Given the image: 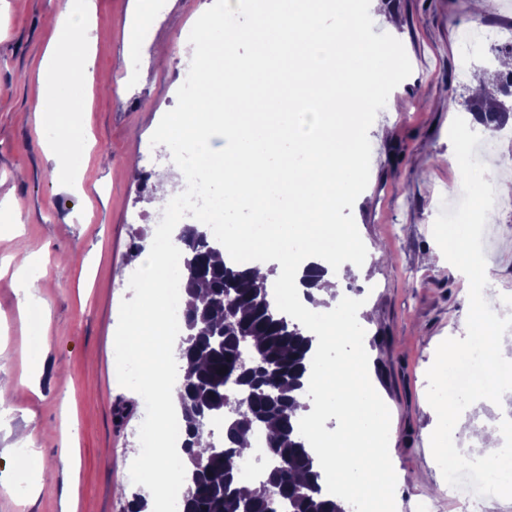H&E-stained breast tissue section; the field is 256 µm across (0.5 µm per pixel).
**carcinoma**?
Instances as JSON below:
<instances>
[{"label":"carcinoma","mask_w":512,"mask_h":512,"mask_svg":"<svg viewBox=\"0 0 512 512\" xmlns=\"http://www.w3.org/2000/svg\"><path fill=\"white\" fill-rule=\"evenodd\" d=\"M491 85L473 112L499 129L512 118V71L495 69ZM178 239L189 296L178 346L182 450L191 465L180 512H345L323 491L315 452L299 432L293 392L309 386L313 337L275 308L274 281L220 259L208 232L186 224ZM232 367L231 380L219 373ZM258 432L270 465L249 491L242 467Z\"/></svg>","instance_id":"cac0c4a2"}]
</instances>
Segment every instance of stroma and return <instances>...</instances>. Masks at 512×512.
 Returning <instances> with one entry per match:
<instances>
[{
	"instance_id": "obj_1",
	"label": "stroma",
	"mask_w": 512,
	"mask_h": 512,
	"mask_svg": "<svg viewBox=\"0 0 512 512\" xmlns=\"http://www.w3.org/2000/svg\"><path fill=\"white\" fill-rule=\"evenodd\" d=\"M398 18L395 36L412 73L389 95L369 130L370 179L352 214L368 255L336 279L342 296L362 300L370 381L390 411L389 454L396 512L427 498L437 512H473L448 491L430 449L447 436L437 392L470 339L460 330L476 288L448 261L459 224L433 215L458 183L443 155L471 148L473 132L451 130L467 115L470 84L483 58L460 73L459 32L475 14L470 0H383ZM213 0H159L137 55L125 52L130 0H96L93 65L64 94L79 101V144L59 175L47 151L61 121L37 117L44 87L38 67L56 39L48 18L58 0H0V512H124L138 487L129 469L139 453L142 398L117 380L114 339L135 245L150 249L153 197L177 173L166 146H151L176 105L194 47L197 18ZM148 182H141V175ZM31 255L38 321L20 311L17 261ZM512 295V218L491 219L474 256ZM127 410L116 422V405ZM32 435L28 465L19 440ZM53 482L35 484L38 468ZM23 486L24 494L13 491Z\"/></svg>"
}]
</instances>
